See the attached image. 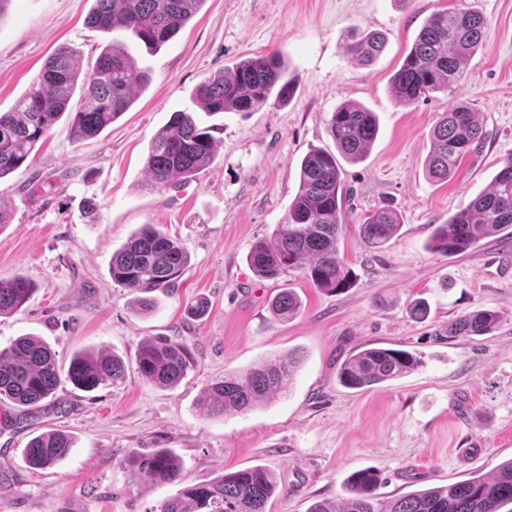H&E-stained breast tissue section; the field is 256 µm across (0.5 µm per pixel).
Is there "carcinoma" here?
I'll return each instance as SVG.
<instances>
[{"mask_svg": "<svg viewBox=\"0 0 512 512\" xmlns=\"http://www.w3.org/2000/svg\"><path fill=\"white\" fill-rule=\"evenodd\" d=\"M204 0H95L87 24L105 31H130L148 48L159 49L197 12ZM489 35L482 15L471 10L437 12L420 29L410 51L391 78V92L405 105L419 102L431 93L447 90L464 79L468 58ZM385 38L378 33L361 37L347 46L353 59L372 62L383 50ZM149 70L139 66L121 40L105 46L92 71L81 75L74 54L57 50L51 54L29 90L8 112H0V178L28 167L31 155L43 143L52 126L69 114L74 138L98 137L113 120L126 112L139 91L151 81ZM296 80L278 54L251 57L224 68L201 81L193 95L206 112H255L268 104L285 105L292 98ZM75 105H70L73 96ZM336 152L311 148L300 163L299 186L282 223L271 236L256 241L247 261L263 279L298 273L327 293L345 290L351 272L339 257L347 192L339 159L361 161L378 134L376 117L366 107L344 102L332 113L328 127ZM486 137L477 113L457 102L441 114L430 133L427 159L430 177L448 181L459 163ZM217 152L213 135L202 128L190 112L172 113L151 141L145 159L147 185L166 187L188 181L209 166ZM401 227L397 210L375 209L360 226L364 243L375 249L386 245ZM512 231V158L494 176L489 188L458 209L446 224H439L431 238L433 250L459 255L484 239ZM188 263L180 244L152 225L137 230L112 254V281L136 295L144 311L153 308L151 293L174 286ZM34 292L33 283L16 274L0 279V316L24 306ZM273 309L281 318L295 316L300 301L285 288L275 296ZM498 313L482 309L459 315L448 322L445 335L484 336L497 330ZM300 358L271 355L251 367L245 376L226 373L210 382L201 396L206 416L220 418L265 403L289 392ZM136 372L150 384L172 387L194 364L189 346L177 341L140 340ZM420 364L411 352L370 347L348 356L336 374L340 385L368 389L402 378ZM126 364L116 355L92 353L74 357L61 371L55 352L39 338L19 336L0 348V396L18 407H36L55 393L62 382L91 392L101 386L121 384ZM72 443L61 431L42 432L24 449L29 464L37 469L61 462ZM131 478L182 483V465L168 448L126 460ZM380 474L374 469L355 473L349 495L336 501L316 502L308 512H502L512 505V458L494 472L470 479L398 495L387 505L376 506L375 491ZM276 492L272 474L262 466L226 473L218 479L181 487L164 501L158 512H267Z\"/></svg>", "mask_w": 512, "mask_h": 512, "instance_id": "carcinoma-1", "label": "carcinoma"}]
</instances>
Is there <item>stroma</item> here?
<instances>
[{
    "label": "stroma",
    "mask_w": 512,
    "mask_h": 512,
    "mask_svg": "<svg viewBox=\"0 0 512 512\" xmlns=\"http://www.w3.org/2000/svg\"><path fill=\"white\" fill-rule=\"evenodd\" d=\"M93 0H5L0 6V112L11 110L58 48L91 72L112 36L90 28ZM470 9L489 28L485 45L454 88L411 106L397 104L389 79L425 19ZM386 38L369 65L348 44L369 32ZM152 71L150 85L97 138L75 141L60 118L26 169L0 179L12 220L0 230V279L23 274L35 285L19 310L0 316V346L22 335L44 340L60 366L79 351L120 356L117 387L92 392L64 383L41 409L0 408V512H157L177 491L130 478L134 451L167 448L187 482L201 483L260 465L278 489L268 512H308L346 495L350 476L381 473L379 502L490 474L512 458V241H481L448 256L430 247L436 225L486 190L512 156V0H204L196 15L153 50L128 39ZM283 57L297 89L286 105L209 114L192 98L196 85L223 67L263 54ZM375 113L378 135L364 161L342 163L351 195L340 257L351 284L339 294L298 274L268 280L247 262L251 245L283 221L310 148L334 150L332 112L345 101ZM477 112L487 136L453 178H429L430 131L451 103ZM193 113L217 142L214 162L180 187L147 188L144 161L171 113ZM389 205L402 228L383 248L359 236L365 215ZM176 240L188 266L174 288L156 291L140 313L113 282V253L143 225ZM283 288L301 312L274 316ZM209 304L200 320L186 306ZM427 307L414 319V302ZM478 309L500 316L485 336L448 340L449 319ZM186 343L195 365L173 387L134 370L143 337ZM405 349L421 366L369 390L340 385L336 370L363 346ZM300 353L287 394L221 418L199 400L213 379L273 354ZM69 433L73 446L53 468H32L24 450L42 432Z\"/></svg>",
    "instance_id": "obj_1"
}]
</instances>
